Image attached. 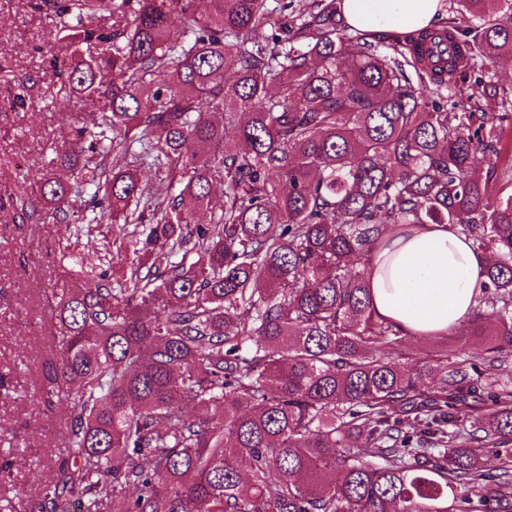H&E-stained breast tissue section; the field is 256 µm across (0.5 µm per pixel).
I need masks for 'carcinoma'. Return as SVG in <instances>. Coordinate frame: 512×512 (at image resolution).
Returning a JSON list of instances; mask_svg holds the SVG:
<instances>
[{"label":"carcinoma","mask_w":512,"mask_h":512,"mask_svg":"<svg viewBox=\"0 0 512 512\" xmlns=\"http://www.w3.org/2000/svg\"><path fill=\"white\" fill-rule=\"evenodd\" d=\"M456 2L469 25L397 38L391 57L349 33L339 0L291 26L266 0H28L58 19L57 92L103 107L56 151L75 181L0 188V209L74 224L90 190L84 222L125 231L137 257L121 282L103 270L93 290L53 292L46 394L70 407L68 459L36 512H104L131 487L117 512H508L512 384L483 366L512 356V114L474 93L455 112L442 90L512 55V0ZM176 13L191 21L178 37ZM118 153L170 180L112 167ZM480 154L495 162L477 176ZM407 224L493 256L448 332L484 344L481 362L398 360L405 336L350 262ZM485 448L502 449L496 473Z\"/></svg>","instance_id":"cac0c4a2"}]
</instances>
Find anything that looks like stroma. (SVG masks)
<instances>
[{
	"instance_id": "1",
	"label": "stroma",
	"mask_w": 512,
	"mask_h": 512,
	"mask_svg": "<svg viewBox=\"0 0 512 512\" xmlns=\"http://www.w3.org/2000/svg\"><path fill=\"white\" fill-rule=\"evenodd\" d=\"M54 36L51 16L32 12L27 0H0V98L25 96L14 111L0 112V168L29 193L53 147L67 141L71 123L79 117L93 120L98 113L89 99L59 95L44 80ZM67 248L89 255L110 250L117 278L132 265L131 248L111 225L79 239L74 228L56 223L50 213L22 224L14 222L12 211H0V461L10 462L0 470V512H30L41 483L55 478L66 456L69 406L48 400L44 391V373L56 359L47 338L53 330L50 307L20 284L31 279L47 292L95 287V279L75 276L61 260Z\"/></svg>"
}]
</instances>
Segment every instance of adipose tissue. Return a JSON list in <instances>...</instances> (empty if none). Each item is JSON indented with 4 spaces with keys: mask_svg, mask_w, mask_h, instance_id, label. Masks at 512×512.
Instances as JSON below:
<instances>
[{
    "mask_svg": "<svg viewBox=\"0 0 512 512\" xmlns=\"http://www.w3.org/2000/svg\"><path fill=\"white\" fill-rule=\"evenodd\" d=\"M443 0H343L353 29L403 33L441 21ZM489 263L486 252L445 224L389 233L367 267L372 308L408 336H442L473 311Z\"/></svg>",
    "mask_w": 512,
    "mask_h": 512,
    "instance_id": "adipose-tissue-1",
    "label": "adipose tissue"
}]
</instances>
